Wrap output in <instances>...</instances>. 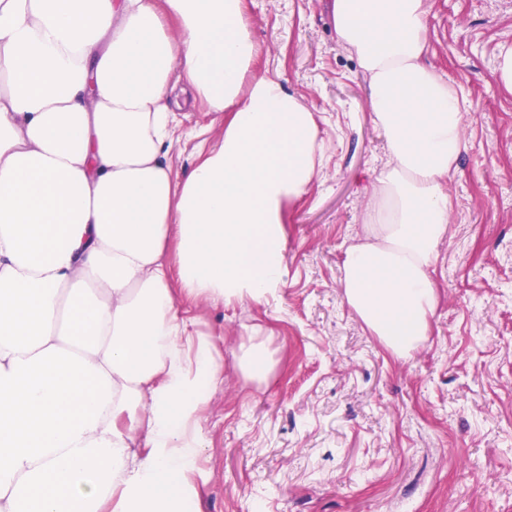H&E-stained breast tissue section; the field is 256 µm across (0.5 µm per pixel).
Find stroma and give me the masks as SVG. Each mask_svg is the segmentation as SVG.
Listing matches in <instances>:
<instances>
[{
	"label": "stroma",
	"instance_id": "35a3bbf8",
	"mask_svg": "<svg viewBox=\"0 0 512 512\" xmlns=\"http://www.w3.org/2000/svg\"><path fill=\"white\" fill-rule=\"evenodd\" d=\"M429 3L428 60L466 99L468 149L448 182L430 334L399 359L340 288L387 161L357 57L337 43L328 0H244L257 68L313 112L322 158L286 207L282 288L260 305L180 303L224 354L191 512H512V95L491 77L512 0ZM222 128L203 105L185 110L173 175ZM248 331L271 359L266 378L239 366Z\"/></svg>",
	"mask_w": 512,
	"mask_h": 512
}]
</instances>
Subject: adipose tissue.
Returning a JSON list of instances; mask_svg holds the SVG:
<instances>
[{
    "label": "adipose tissue",
    "mask_w": 512,
    "mask_h": 512,
    "mask_svg": "<svg viewBox=\"0 0 512 512\" xmlns=\"http://www.w3.org/2000/svg\"><path fill=\"white\" fill-rule=\"evenodd\" d=\"M389 160L344 299L394 355L430 331L444 182L467 148L428 65V0H330ZM243 0H0V512H183L224 384L195 302L266 303L284 208L319 162L312 112L258 74ZM224 117L182 178L185 103Z\"/></svg>",
    "instance_id": "ef3b65f1"
}]
</instances>
